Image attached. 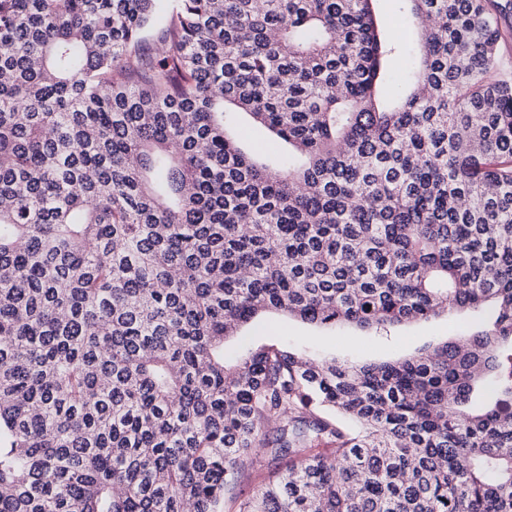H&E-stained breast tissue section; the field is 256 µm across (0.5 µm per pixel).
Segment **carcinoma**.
<instances>
[{
  "label": "carcinoma",
  "mask_w": 512,
  "mask_h": 512,
  "mask_svg": "<svg viewBox=\"0 0 512 512\" xmlns=\"http://www.w3.org/2000/svg\"><path fill=\"white\" fill-rule=\"evenodd\" d=\"M372 2L0 0V512H512L501 33L403 0L387 76ZM487 307L393 362L224 359L267 314ZM256 455L275 478L226 498ZM247 139L245 140L243 146L245 149L258 153V154H267L274 153L277 151L287 152L288 146L284 144H280L275 141L269 132L259 126L249 125L247 130Z\"/></svg>",
  "instance_id": "obj_1"
}]
</instances>
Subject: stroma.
<instances>
[{
    "instance_id": "stroma-1",
    "label": "stroma",
    "mask_w": 512,
    "mask_h": 512,
    "mask_svg": "<svg viewBox=\"0 0 512 512\" xmlns=\"http://www.w3.org/2000/svg\"><path fill=\"white\" fill-rule=\"evenodd\" d=\"M466 313H450L394 327L390 332L357 328L322 329L295 319L268 317L246 328L242 344H290L317 356L351 362L406 357L421 348L456 336L458 330H477Z\"/></svg>"
}]
</instances>
